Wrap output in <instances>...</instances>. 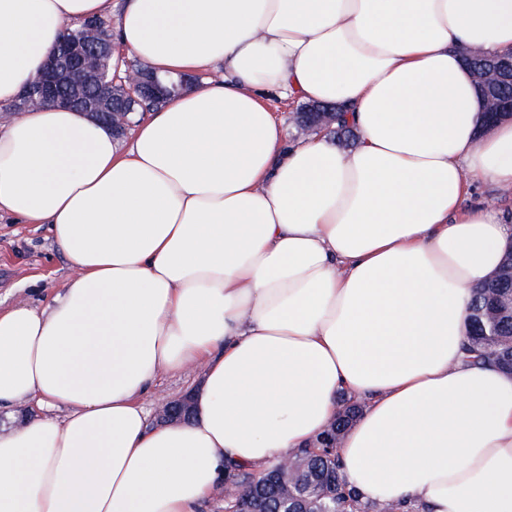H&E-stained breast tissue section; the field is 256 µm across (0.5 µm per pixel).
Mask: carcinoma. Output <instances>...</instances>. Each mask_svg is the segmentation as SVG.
Masks as SVG:
<instances>
[{
    "mask_svg": "<svg viewBox=\"0 0 512 512\" xmlns=\"http://www.w3.org/2000/svg\"><path fill=\"white\" fill-rule=\"evenodd\" d=\"M165 88V97L185 91L192 83L189 75L179 77L156 76ZM112 100L123 107L128 120L136 115L157 109L164 100H146L137 92L121 84L112 86ZM298 111L305 113V128L314 134L349 141L354 132L340 115V108L316 103H303ZM512 293V280L498 273L487 284L472 289L469 308V332L463 343L466 358L473 363L492 364L502 368L512 362V312L497 310L494 322H489V309L497 297ZM362 410V405L343 400L338 413L337 431H343ZM299 465L288 473V489H279L275 497L262 501L264 512H417L409 505L379 507L359 500L356 492L343 479L338 455L326 448L304 447L295 452ZM234 480L246 491L266 488L267 476L275 472L271 466L262 470L236 465L232 468Z\"/></svg>",
    "mask_w": 512,
    "mask_h": 512,
    "instance_id": "1",
    "label": "carcinoma"
}]
</instances>
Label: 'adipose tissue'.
Here are the masks:
<instances>
[{
    "label": "adipose tissue",
    "instance_id": "obj_1",
    "mask_svg": "<svg viewBox=\"0 0 512 512\" xmlns=\"http://www.w3.org/2000/svg\"><path fill=\"white\" fill-rule=\"evenodd\" d=\"M206 79L128 147L73 109L0 126V214L47 225L71 274L0 311V512H200L227 467L314 442L368 405L341 472L362 502L512 512V375L463 358L473 288L512 228V121L484 124L463 53L512 52V0H0V105L85 19ZM358 132L288 141L265 91ZM200 369L195 417L151 428L159 374ZM67 407L58 419L49 408ZM507 193L511 194V191ZM468 202L494 206L500 213L502 223L512 227V194L505 195L489 185L479 183L474 185Z\"/></svg>",
    "mask_w": 512,
    "mask_h": 512
}]
</instances>
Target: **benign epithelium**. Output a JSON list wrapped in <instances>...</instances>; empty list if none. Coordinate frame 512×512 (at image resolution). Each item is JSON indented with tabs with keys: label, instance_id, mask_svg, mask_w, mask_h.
Here are the masks:
<instances>
[{
	"label": "benign epithelium",
	"instance_id": "benign-epithelium-1",
	"mask_svg": "<svg viewBox=\"0 0 512 512\" xmlns=\"http://www.w3.org/2000/svg\"><path fill=\"white\" fill-rule=\"evenodd\" d=\"M113 53L112 41L97 32L96 24H91L86 39L70 41L52 52L36 86L24 95L27 108L44 105L72 108L79 104L86 114L109 126L120 124L129 129L126 117L113 108L112 96L99 91L92 96L88 94L91 87L99 86L107 73ZM505 73L506 70L498 64L481 67L474 72L476 81L484 89L485 112L493 122L502 117H512V96L501 92ZM112 81L129 86L146 98L158 95L161 90L154 78L135 67L127 68L122 77L113 76ZM190 413V399L185 396L159 406L157 418L161 423L181 421ZM224 501L233 505L229 512H256L251 499L242 495L239 485L229 477L224 481Z\"/></svg>",
	"mask_w": 512,
	"mask_h": 512
}]
</instances>
